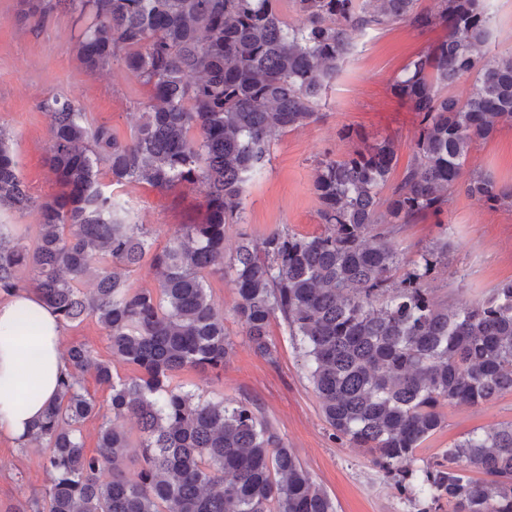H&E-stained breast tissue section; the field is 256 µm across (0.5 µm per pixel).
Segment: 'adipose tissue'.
<instances>
[{
  "label": "adipose tissue",
  "mask_w": 512,
  "mask_h": 512,
  "mask_svg": "<svg viewBox=\"0 0 512 512\" xmlns=\"http://www.w3.org/2000/svg\"><path fill=\"white\" fill-rule=\"evenodd\" d=\"M63 323L37 295L0 299V435L24 441L70 372L61 351Z\"/></svg>",
  "instance_id": "ef3b65f1"
}]
</instances>
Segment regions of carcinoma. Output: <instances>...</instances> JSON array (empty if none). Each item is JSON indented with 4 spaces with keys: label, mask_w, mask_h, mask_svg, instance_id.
Segmentation results:
<instances>
[{
    "label": "carcinoma",
    "mask_w": 512,
    "mask_h": 512,
    "mask_svg": "<svg viewBox=\"0 0 512 512\" xmlns=\"http://www.w3.org/2000/svg\"><path fill=\"white\" fill-rule=\"evenodd\" d=\"M486 2L291 0V22L280 0H24L36 25L57 9L73 15L86 69L121 65L151 92L126 141L88 123L69 99L43 100L60 191L41 201L0 129V208L40 215L30 244L28 227L0 224V296L32 290L65 323L95 320L112 355L135 370L122 377L88 346L67 349L72 372L23 443L44 449L47 484L33 512H336L252 401L175 383L184 371L224 367L232 341L209 280L226 271L254 352L277 363L267 328L281 317L333 437L367 449L416 512H512V421L415 466L442 407L512 394V280L484 299L440 304L427 280L448 243L407 258L389 239L397 226L447 210L461 181L490 207H512V185L465 172L477 142L512 122V52L480 54L491 37ZM400 23L446 30L392 84L419 119L402 178L389 184L395 138L369 143L346 128L342 136L359 145L315 167L324 233L245 236L224 262V226L243 222L245 186L269 164L274 137L319 120L322 92L358 36ZM464 77L472 84L462 100L451 89ZM103 175L116 186L202 184L207 216L156 248L103 189ZM146 260L155 288L131 281ZM80 373L110 391L112 416L100 415ZM98 417L89 454L83 427ZM127 417L138 426L134 442ZM131 447L141 464L135 482L124 472Z\"/></svg>",
    "instance_id": "cac0c4a2"
}]
</instances>
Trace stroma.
I'll use <instances>...</instances> for the list:
<instances>
[{"label": "stroma", "mask_w": 512, "mask_h": 512, "mask_svg": "<svg viewBox=\"0 0 512 512\" xmlns=\"http://www.w3.org/2000/svg\"><path fill=\"white\" fill-rule=\"evenodd\" d=\"M444 28L419 31L400 24L357 40L321 102L319 122L276 137L271 161L250 180L244 193L245 221L224 227V255L232 257L241 235L262 237L273 229L315 236L325 230L313 189L314 168L323 156L339 159L355 147L341 131L355 127L370 138L391 136L400 150L392 172L399 180L412 159L410 141L417 116L391 86L401 69L420 51L440 40ZM77 30L71 14L56 11L42 25L25 16L23 0H0V128L9 133L20 177L35 199L55 195L59 186L47 165L50 120L41 102L59 95L79 103L88 120L129 138L149 104L150 89L115 65L86 70L76 51ZM468 169L512 184V123L504 122L472 151ZM139 223L164 246L178 225L203 220V187L160 189L133 183L116 189ZM406 257L432 242L448 243V260L436 265L428 285L441 303L487 297L512 280V209H491L470 197L464 186L452 193L446 212L400 227L394 237ZM210 293L224 315L233 347L220 375L182 374L186 389L212 397L248 398L278 431L314 481L335 502L337 512H414L375 468L362 449L335 440L308 380L299 347L281 318L269 325L278 349L277 364L254 353L234 316L238 295L230 280H210ZM443 424L420 454L429 460L469 433L512 421V395L479 405L443 407ZM43 452L0 436V512H30L31 501L47 483Z\"/></svg>", "instance_id": "35a3bbf8"}]
</instances>
